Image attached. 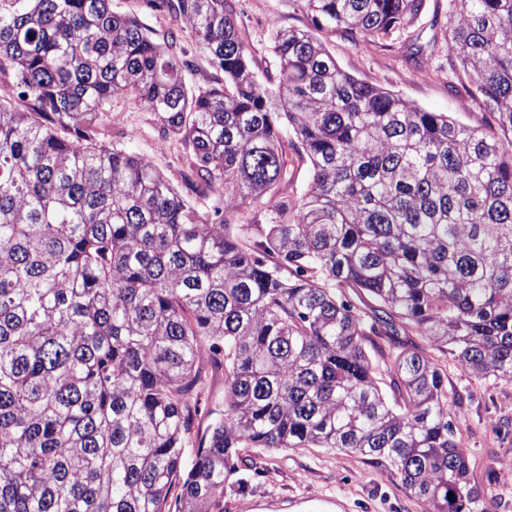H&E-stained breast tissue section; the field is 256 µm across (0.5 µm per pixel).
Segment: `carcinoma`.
<instances>
[{
    "label": "carcinoma",
    "instance_id": "cac0c4a2",
    "mask_svg": "<svg viewBox=\"0 0 512 512\" xmlns=\"http://www.w3.org/2000/svg\"><path fill=\"white\" fill-rule=\"evenodd\" d=\"M294 2L382 46L427 0ZM143 3L166 40L112 0H0V74L24 102L0 99V512H216L260 475L244 448L352 452L432 512H497L451 413L470 396L433 352L512 381V0H448V70L489 132L292 26L260 76L231 0ZM182 39L224 83L189 82ZM117 95L224 207L96 143ZM246 202L265 212L239 224ZM205 364L224 413L200 437Z\"/></svg>",
    "mask_w": 512,
    "mask_h": 512
}]
</instances>
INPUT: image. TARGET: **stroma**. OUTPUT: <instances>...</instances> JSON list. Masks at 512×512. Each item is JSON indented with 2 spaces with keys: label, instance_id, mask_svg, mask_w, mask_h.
I'll list each match as a JSON object with an SVG mask.
<instances>
[{
  "label": "stroma",
  "instance_id": "35a3bbf8",
  "mask_svg": "<svg viewBox=\"0 0 512 512\" xmlns=\"http://www.w3.org/2000/svg\"><path fill=\"white\" fill-rule=\"evenodd\" d=\"M242 35L259 71L275 68L272 26L312 29L338 65L357 79L399 94L432 112H448L474 127H486L487 111L466 93L451 91L440 68L444 49L412 62L413 42H427L446 29L448 0H428L419 23L394 34L386 46L372 47L363 37H349L311 22L292 0H234ZM154 114L127 98L113 99L96 124L95 139L118 145L149 159L192 204H212L190 179L182 147L162 138ZM438 361L448 373L449 391L471 399L461 413V444L466 448L476 483L494 481L503 496L500 512H512V383L472 377L451 357ZM245 458L260 468L255 487L246 494L224 496V512H431L429 504L410 494L388 468L367 463L339 450L300 448L278 451L245 449Z\"/></svg>",
  "mask_w": 512,
  "mask_h": 512
}]
</instances>
